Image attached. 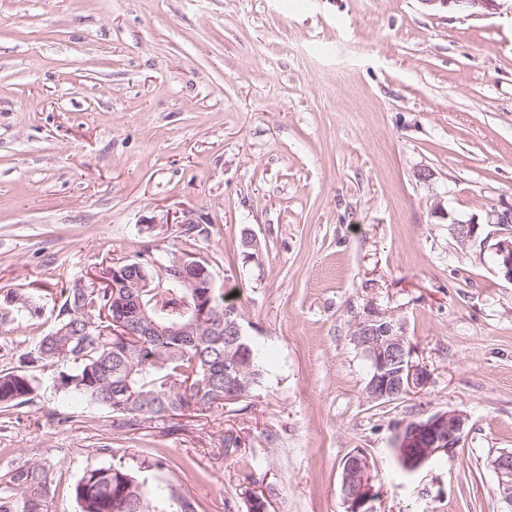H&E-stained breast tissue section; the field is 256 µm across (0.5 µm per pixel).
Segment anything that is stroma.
<instances>
[{
  "mask_svg": "<svg viewBox=\"0 0 512 512\" xmlns=\"http://www.w3.org/2000/svg\"><path fill=\"white\" fill-rule=\"evenodd\" d=\"M508 205L512 13L0 0V370L26 367L90 270L185 250L265 367L230 408L132 431L41 374L0 413V512L23 508L18 468L47 471L40 512H80L86 469L142 461L190 512H248L254 495L269 512H346L356 450L370 512H512L490 466L512 451V283L449 230ZM185 221L206 234L185 240ZM370 302L430 372L390 402L368 398L351 336ZM441 410L469 417L455 459L405 471L398 427ZM341 485L346 512H370L366 506L375 498L377 491L371 464L364 453L355 451L345 458Z\"/></svg>",
  "mask_w": 512,
  "mask_h": 512,
  "instance_id": "stroma-1",
  "label": "stroma"
}]
</instances>
